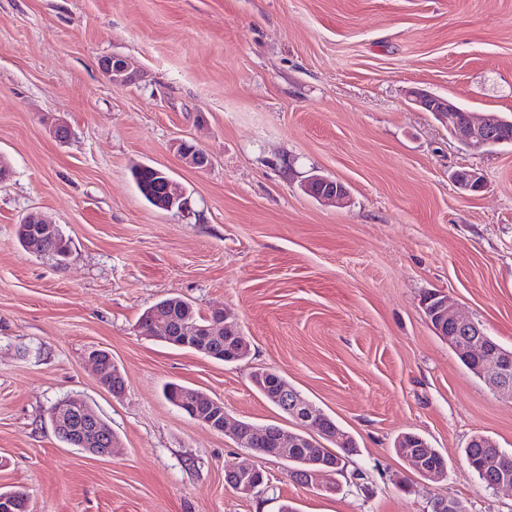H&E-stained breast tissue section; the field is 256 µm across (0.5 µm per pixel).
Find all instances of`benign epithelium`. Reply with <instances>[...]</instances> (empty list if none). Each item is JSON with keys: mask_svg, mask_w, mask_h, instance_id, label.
I'll use <instances>...</instances> for the list:
<instances>
[{"mask_svg": "<svg viewBox=\"0 0 512 512\" xmlns=\"http://www.w3.org/2000/svg\"><path fill=\"white\" fill-rule=\"evenodd\" d=\"M101 69L112 86L123 89L135 83L139 74L130 69L127 60L118 54L106 56L101 60ZM410 95L416 105L424 111L431 112L442 123L448 124V131L457 137L467 148L483 150L491 148L498 143L497 123L488 118H475L468 114L458 119L454 113L461 111L460 106L448 98L436 96L422 91H412ZM177 154L189 167L205 170L211 165L208 154L194 153L184 147V142L176 144ZM156 176L164 179L166 194L157 199V204L165 211L176 207H186L185 191L176 181L165 177V173L156 168ZM454 181L463 192L477 193L483 191L485 184L482 178L474 171L460 170L455 173ZM301 190L308 196L325 203L344 206L350 202L349 188L342 182L324 175L312 174L301 183ZM25 224L40 225V233L25 239V245H30L41 253L47 252L49 241L55 239V225L46 224L36 216L28 215L23 219ZM425 310L429 322L440 318L448 321L447 329L439 328L437 333L445 337L448 345L454 350L459 359L472 367L478 368L481 374H488L494 390L502 397L512 401V352H503L491 349L481 338L482 331L477 323L463 317L458 313L453 303L441 294H435L425 300ZM183 330L196 336L203 337V341L192 345V348L203 354L216 351L215 343L224 336H234L237 343H246L237 321L221 310H213L211 324L197 325L193 322H183ZM142 331L149 336H158L165 340L174 335L168 318L157 310L148 311L144 320ZM290 417L301 423L306 435L299 438L288 430L270 424L257 428L247 422H238L233 427L236 442L244 448H256L266 457L276 460L288 459V447L293 448H319L324 440H340L341 433L332 437L328 431L334 427H325L329 418L319 411L313 404L302 396L288 392V386L272 396ZM209 412L200 414L191 411L190 418L222 431L228 426V418L224 411V403L209 397L206 399ZM53 428L56 434L70 440L74 446L86 452L100 456L108 455L112 450V428L94 411L87 402L78 397H69L60 401L53 413ZM276 439L278 451L269 452L263 448L270 439ZM399 457L426 473L427 478L438 480L442 472L435 468L424 466L419 447L414 444H404L400 449ZM343 462L341 455H336V464L329 467L319 461L312 462V468L304 471L301 479L307 487L316 492L333 493L337 490L338 482L335 474L340 472ZM236 479L233 488L244 494H252L265 483L264 467L254 461H242L234 464Z\"/></svg>", "mask_w": 512, "mask_h": 512, "instance_id": "benign-epithelium-1", "label": "benign epithelium"}]
</instances>
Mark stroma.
I'll return each instance as SVG.
<instances>
[{
	"label": "stroma",
	"instance_id": "stroma-1",
	"mask_svg": "<svg viewBox=\"0 0 512 512\" xmlns=\"http://www.w3.org/2000/svg\"><path fill=\"white\" fill-rule=\"evenodd\" d=\"M112 54L142 80L114 88L100 68ZM414 88L512 116V0H0V492L26 493L29 512H433L444 497L512 512V491L487 489L463 454L477 434L512 454V402L423 308L446 294L512 349V146L465 148ZM179 140L211 166L187 167ZM140 164L182 183L188 208L149 205ZM463 168L483 192L456 189ZM313 173L351 202L305 195ZM30 213L70 239L64 263L19 244ZM168 296L224 308L249 356L143 335ZM94 350L123 394L98 386ZM258 368L355 439L338 492L274 459L260 492L233 490L225 465L254 450L163 396L177 382L230 419L297 430L253 387ZM73 396L111 426L112 456L55 436L49 410ZM407 431L444 455L441 481L396 456Z\"/></svg>",
	"mask_w": 512,
	"mask_h": 512
}]
</instances>
